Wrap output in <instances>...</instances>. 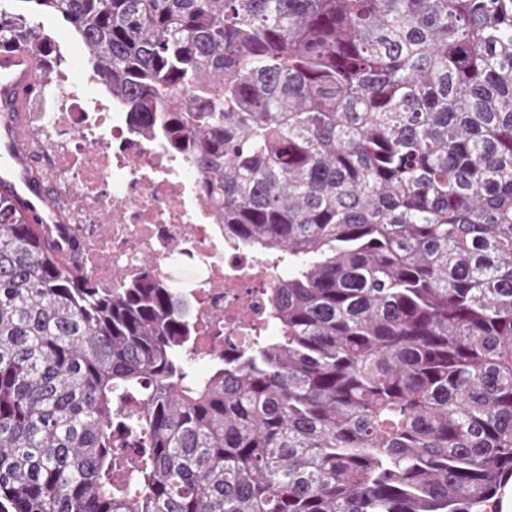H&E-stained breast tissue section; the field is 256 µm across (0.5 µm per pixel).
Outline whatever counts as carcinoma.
<instances>
[{"instance_id":"carcinoma-1","label":"carcinoma","mask_w":512,"mask_h":512,"mask_svg":"<svg viewBox=\"0 0 512 512\" xmlns=\"http://www.w3.org/2000/svg\"><path fill=\"white\" fill-rule=\"evenodd\" d=\"M19 7L61 15L289 272L281 336L203 379L175 286L64 267L0 194V512H498L512 0Z\"/></svg>"}]
</instances>
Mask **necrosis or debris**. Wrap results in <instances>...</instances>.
<instances>
[{
  "instance_id": "1",
  "label": "necrosis or debris",
  "mask_w": 512,
  "mask_h": 512,
  "mask_svg": "<svg viewBox=\"0 0 512 512\" xmlns=\"http://www.w3.org/2000/svg\"><path fill=\"white\" fill-rule=\"evenodd\" d=\"M30 122L35 160L63 200L65 223L84 235L86 266L103 282L176 283L187 306L190 361L207 374L215 355L275 339L268 300L288 276L267 255L225 238L205 175L173 149L171 128L137 120L90 59L54 44Z\"/></svg>"
}]
</instances>
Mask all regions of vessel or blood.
<instances>
[{"mask_svg":"<svg viewBox=\"0 0 512 512\" xmlns=\"http://www.w3.org/2000/svg\"><path fill=\"white\" fill-rule=\"evenodd\" d=\"M36 61L32 55L0 54V76L9 83L0 87V190L11 194L27 223L42 235L58 233L75 238L76 233L64 222L46 224L44 211L61 213L56 197L30 175L32 143L29 134L31 97L35 92Z\"/></svg>","mask_w":512,"mask_h":512,"instance_id":"1","label":"vessel or blood"}]
</instances>
